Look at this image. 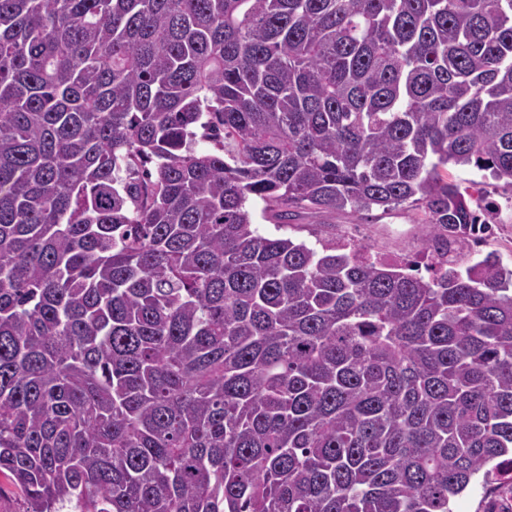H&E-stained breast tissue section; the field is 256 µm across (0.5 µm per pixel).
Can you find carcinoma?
<instances>
[{
  "mask_svg": "<svg viewBox=\"0 0 512 512\" xmlns=\"http://www.w3.org/2000/svg\"><path fill=\"white\" fill-rule=\"evenodd\" d=\"M214 150L198 147V131ZM512 0H0V490L23 512L512 492ZM428 225L429 279L252 222ZM448 172L455 180L464 185L479 184L478 187L482 188L483 191L481 196L484 200L483 203L492 202L491 206L495 205L502 208L499 218L495 219L498 223L491 224L490 232L483 235L478 234L477 239H471L467 253L485 255L494 252L500 257L505 267L512 269V211L509 210V214H507L505 209L506 200L511 195L510 192L498 187L502 183H498L489 177L484 178L483 172L473 167H452L448 169Z\"/></svg>",
  "mask_w": 512,
  "mask_h": 512,
  "instance_id": "1",
  "label": "carcinoma"
}]
</instances>
